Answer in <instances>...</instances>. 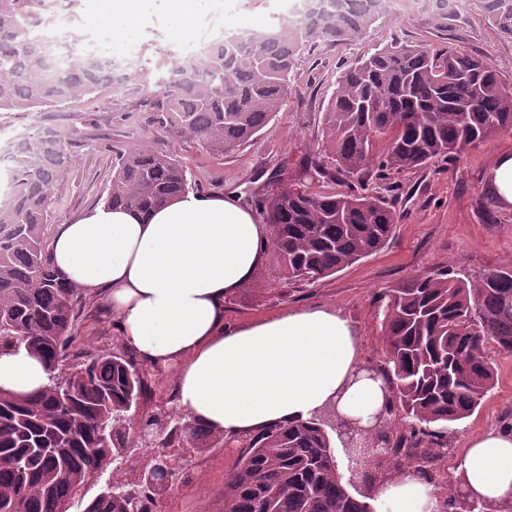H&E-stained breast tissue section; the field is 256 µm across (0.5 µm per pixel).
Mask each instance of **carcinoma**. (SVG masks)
<instances>
[{"label": "carcinoma", "mask_w": 512, "mask_h": 512, "mask_svg": "<svg viewBox=\"0 0 512 512\" xmlns=\"http://www.w3.org/2000/svg\"><path fill=\"white\" fill-rule=\"evenodd\" d=\"M492 27L512 39V0H471ZM44 0H0V111L62 104L112 86L96 65L80 61L52 70L34 29ZM455 0H429L432 27L448 33ZM385 15L384 0H332L317 19L284 17L273 29L222 45L180 68L162 93L138 99L145 122L175 141L198 140L224 153L255 136L280 111L301 51L355 42ZM336 173L361 191L318 193L285 184L262 201L272 250L285 276L298 282L330 277L383 250L399 223L396 200L366 191L369 177L385 191L391 176L425 170L469 146L512 130V86L499 67L454 49L431 53L395 39L347 68L323 116ZM388 141L373 155L374 141ZM67 138L35 126L14 158L0 198V350L27 347L46 363L49 384L31 396L0 392V512H68L77 492L122 456L125 424L145 393V372L118 345L90 357L76 352L75 321L93 301L51 259L46 223L66 168ZM191 188L174 152L142 148L119 156L106 204L146 212ZM380 374L392 397L384 424L363 439L364 483L415 466L432 478L452 425L470 417L496 385L492 354L512 356V268L463 279L440 267L388 289ZM410 419L394 435L389 416ZM317 416L267 427L245 440L239 464L224 478L215 512H372L342 482L328 428ZM231 444L190 418L169 412L156 448ZM161 482L107 487L83 512H160ZM458 512H483L461 489Z\"/></svg>", "instance_id": "1"}]
</instances>
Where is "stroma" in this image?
Listing matches in <instances>:
<instances>
[{
    "mask_svg": "<svg viewBox=\"0 0 512 512\" xmlns=\"http://www.w3.org/2000/svg\"><path fill=\"white\" fill-rule=\"evenodd\" d=\"M296 0H198L195 33L177 39L170 22L168 0H143L149 23L137 51L135 74L140 97L160 90L162 60L183 59L214 37L238 32V17L251 21L250 30L262 33L290 14ZM89 27L81 9L59 10L49 24L50 37H80L96 42L100 29ZM399 38L438 51L453 47L495 63L506 84L512 85V39L502 37L473 9L469 0L458 8V19L447 37H438L421 10L402 8L380 18L358 41L329 51L304 53L292 82V91L276 118L249 141L227 154L188 141L168 143L164 134L144 123L140 111L124 102V90L115 86L100 94L75 98L60 108L36 112H0V155L20 141L29 127H58L73 142L70 161L58 184L51 224L69 223L84 210L102 204L112 179L117 154L143 146L170 144L186 163L194 192L241 195L252 208L277 192L301 163L316 158L323 172H310L304 183L314 192H343L347 182L334 178L332 160L323 149L322 116L344 68L358 57L375 52ZM512 152V131L464 150L457 159L437 163L435 169L396 175L398 208L402 214L388 245L322 281L310 284L287 280L276 258H268L257 275L224 303V321L248 324L282 312L325 307L337 309L358 331L365 365L380 367L385 357L381 339L382 309L378 299L387 288L409 276L445 265L460 273L512 267V207L504 208L488 193L487 175L495 157ZM81 350L97 353L113 347L117 329L103 300L81 312L76 322ZM495 387L474 414L456 425L440 462L437 487L448 489L469 441L491 428L501 427L512 410V357L494 359ZM152 389L140 403L130 429L133 443L122 459L111 463L89 481L73 500L70 512H82L86 502L109 484L133 483L149 465L154 448L145 446L141 427L158 401L175 389L176 372L146 367ZM178 468L162 499V512H208L220 501L224 478L235 466L239 446L173 448Z\"/></svg>",
    "mask_w": 512,
    "mask_h": 512,
    "instance_id": "obj_1",
    "label": "stroma"
}]
</instances>
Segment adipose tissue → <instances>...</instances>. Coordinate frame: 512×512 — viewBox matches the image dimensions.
<instances>
[{
    "label": "adipose tissue",
    "instance_id": "adipose-tissue-1",
    "mask_svg": "<svg viewBox=\"0 0 512 512\" xmlns=\"http://www.w3.org/2000/svg\"><path fill=\"white\" fill-rule=\"evenodd\" d=\"M93 22L111 19L112 46L137 45L141 0H81ZM271 230L236 193H188L146 213L107 204L60 225L51 249L64 277L105 300L121 341L142 362L177 370L179 406L198 423L241 437L326 407L373 424L391 397L368 377L357 331L340 311L302 308L230 327L224 302L269 254ZM49 383L26 347L0 351V391L36 393ZM485 512H512V432L473 438L455 474ZM382 512H454L411 469L372 487Z\"/></svg>",
    "mask_w": 512,
    "mask_h": 512
}]
</instances>
